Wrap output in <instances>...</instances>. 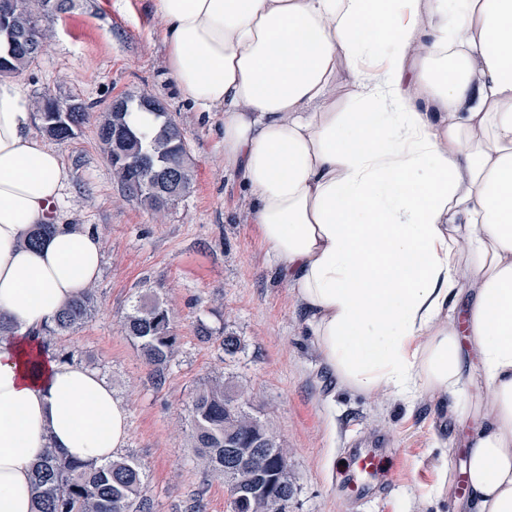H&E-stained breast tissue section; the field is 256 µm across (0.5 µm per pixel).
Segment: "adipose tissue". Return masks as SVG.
<instances>
[{
	"label": "adipose tissue",
	"mask_w": 512,
	"mask_h": 512,
	"mask_svg": "<svg viewBox=\"0 0 512 512\" xmlns=\"http://www.w3.org/2000/svg\"><path fill=\"white\" fill-rule=\"evenodd\" d=\"M148 3L329 368L437 397L470 427L473 512H512V0ZM30 122L0 78V512H35L46 449L100 465L129 435L111 384L39 336L103 251L67 224L27 246L64 182Z\"/></svg>",
	"instance_id": "obj_1"
}]
</instances>
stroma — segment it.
<instances>
[{
  "mask_svg": "<svg viewBox=\"0 0 512 512\" xmlns=\"http://www.w3.org/2000/svg\"><path fill=\"white\" fill-rule=\"evenodd\" d=\"M43 28L39 56L18 75L30 99L68 96L95 114L121 96H152L184 130L194 163L192 192L155 212L113 176L94 124L55 145L65 180L47 220L92 229L103 264L96 312L53 347L72 350L126 405L123 452L142 468L152 512H231L223 478L205 471L190 446L192 398L215 376L235 377L281 436L296 485L290 512H456L464 497L456 483L438 500L431 491L443 472L461 470L465 428L428 395L406 403L363 394L330 370L270 262L243 185L224 169V115L180 94L165 64V24L147 0H70ZM144 296L168 306L178 338L159 386L124 331ZM202 325L212 340L199 336ZM225 332L240 337L236 354L220 347ZM355 443L397 460L388 492L358 508L343 498L338 473L341 450Z\"/></svg>",
  "mask_w": 512,
  "mask_h": 512,
  "instance_id": "stroma-1",
  "label": "stroma"
}]
</instances>
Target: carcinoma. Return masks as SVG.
Segmentation results:
<instances>
[{"label":"carcinoma","mask_w":512,"mask_h":512,"mask_svg":"<svg viewBox=\"0 0 512 512\" xmlns=\"http://www.w3.org/2000/svg\"><path fill=\"white\" fill-rule=\"evenodd\" d=\"M67 4L68 0H12L14 30L28 40L29 50L10 53L0 41V76L16 74L37 58L42 49V18L66 11ZM135 112L152 114L154 127L146 130L136 125L132 121ZM89 117L85 107L75 102L71 112L41 113L42 129L53 140H68ZM98 136L116 177L145 206L160 211L190 192L192 171L186 161L183 131L156 99L126 97L123 104L109 106L98 124ZM95 307L89 288L43 327V342L49 346L56 336L85 323ZM124 329L153 367L154 384H162L177 344L169 309L156 298L144 297L126 316ZM243 394L240 386L212 378L201 385L192 402V446L197 458L206 471L230 482L234 476L224 470V435L234 437L241 448H257L261 434L274 431L260 413L250 411ZM230 400L243 408L241 419L235 422L225 415ZM143 481L142 469L132 456L95 466L51 448L33 469L36 512H151L150 501L140 495ZM275 489L286 504H261L259 512H288L287 502L296 492L291 473L275 482Z\"/></svg>","instance_id":"1"}]
</instances>
